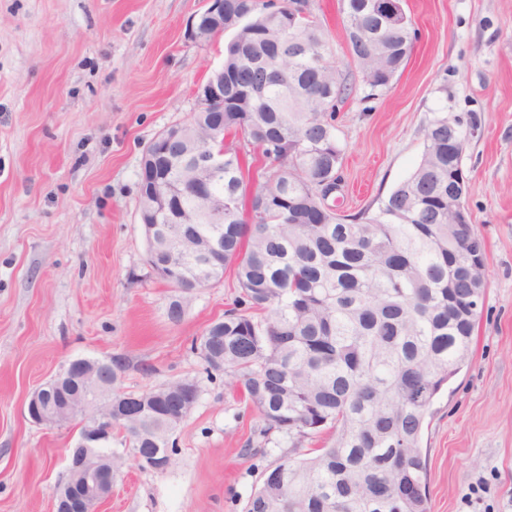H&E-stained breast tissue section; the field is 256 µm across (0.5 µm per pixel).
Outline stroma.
Returning a JSON list of instances; mask_svg holds the SVG:
<instances>
[{"label":"stroma","mask_w":512,"mask_h":512,"mask_svg":"<svg viewBox=\"0 0 512 512\" xmlns=\"http://www.w3.org/2000/svg\"><path fill=\"white\" fill-rule=\"evenodd\" d=\"M352 92L336 113L342 214L377 210L417 166L423 130L447 113L466 138L464 204L483 238L488 288L470 362L422 434L430 512H512V0H406L413 50L367 99L339 0H311ZM205 0H0V512H54L74 424L24 413L29 393L76 358L119 357L124 391L195 380L162 471L127 462L98 512H243L290 442L190 350L239 290L199 289L181 322L149 274L139 223L145 146L187 122L224 61L197 44Z\"/></svg>","instance_id":"obj_1"}]
</instances>
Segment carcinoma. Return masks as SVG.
I'll list each match as a JSON object with an SVG mask.
<instances>
[{
  "mask_svg": "<svg viewBox=\"0 0 512 512\" xmlns=\"http://www.w3.org/2000/svg\"><path fill=\"white\" fill-rule=\"evenodd\" d=\"M349 51L370 96L383 90L412 48L400 14L377 0H340ZM298 0H224V108L200 102L143 151L139 217L155 227L147 265L181 268L168 316L182 320L201 274L234 272L240 295L191 350L222 371L263 420V436L291 450L264 474L243 512H429L422 431L434 398L468 363L478 314L474 289L486 263L471 258L473 227L448 208V140H466L438 113L420 161L377 212L340 215L329 203L342 184L344 149L334 124L349 87L330 61L314 15ZM204 42L218 23L197 19ZM224 142V167L194 164ZM261 159L247 190L250 151ZM207 182L195 202L183 184ZM112 373L113 426L143 454L169 447L177 423L158 406L169 382L120 392ZM139 406L133 417L120 399ZM329 433L318 448L304 444Z\"/></svg>",
  "mask_w": 512,
  "mask_h": 512,
  "instance_id": "cac0c4a2",
  "label": "carcinoma"
}]
</instances>
